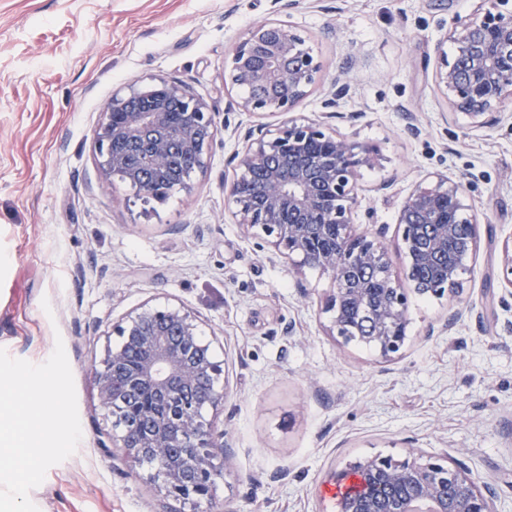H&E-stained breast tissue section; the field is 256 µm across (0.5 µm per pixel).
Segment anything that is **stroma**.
<instances>
[{
  "instance_id": "1",
  "label": "stroma",
  "mask_w": 512,
  "mask_h": 512,
  "mask_svg": "<svg viewBox=\"0 0 512 512\" xmlns=\"http://www.w3.org/2000/svg\"><path fill=\"white\" fill-rule=\"evenodd\" d=\"M479 0H0V348L30 362L63 340L82 440L33 489L39 512H193L163 498L112 442L93 381L115 323L145 304L194 311L223 361L224 435L214 512H334L336 469L376 453L447 457L512 512V119L491 131L450 113L435 83L438 38ZM290 22L322 70L299 108L317 119L341 66L354 89L334 127L379 146L362 172L359 221L386 225L422 179L468 185L480 243L457 306L415 299L402 357L340 346L326 331L331 286L272 258L224 210V177L256 116L224 88L228 53L253 23ZM176 78L219 125L190 191L162 202L105 177L95 133L114 93ZM418 134H409L407 125ZM390 181L386 196L372 186ZM50 310H43L42 300ZM461 317H454V310Z\"/></svg>"
}]
</instances>
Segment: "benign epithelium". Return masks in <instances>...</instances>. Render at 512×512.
Instances as JSON below:
<instances>
[{
  "instance_id": "1",
  "label": "benign epithelium",
  "mask_w": 512,
  "mask_h": 512,
  "mask_svg": "<svg viewBox=\"0 0 512 512\" xmlns=\"http://www.w3.org/2000/svg\"><path fill=\"white\" fill-rule=\"evenodd\" d=\"M493 8L460 21L434 49V77L451 112L491 129L512 102V8ZM453 53H448V44ZM353 63L336 75L322 102L323 119L293 116L316 83L321 64L306 38L288 22L267 19L248 28L229 52L224 87L239 92L233 106L259 116H279L274 127L248 132L233 161L227 188L231 212L244 231L270 245L297 268L317 267L331 277L324 303L329 331L347 346L356 338L380 357L403 354L409 336V289L455 298L465 262L479 249V221L465 203L467 185L437 176L416 184L397 216L402 275L381 242L384 231H355L360 172L379 156L329 127L343 119ZM178 102L184 119L169 112ZM218 129L214 113L176 79L116 93L102 112L95 137L99 166L135 187L152 189L158 172L188 191V174L176 159L204 168ZM505 283L512 290V236L502 245ZM94 381L101 405L120 431L125 456L147 462V477L167 499L196 506L223 477L224 434L205 417L223 406L221 366L198 317L171 305H147L113 328ZM336 484L356 481L337 512H490L479 480L440 457H365L337 470Z\"/></svg>"
}]
</instances>
